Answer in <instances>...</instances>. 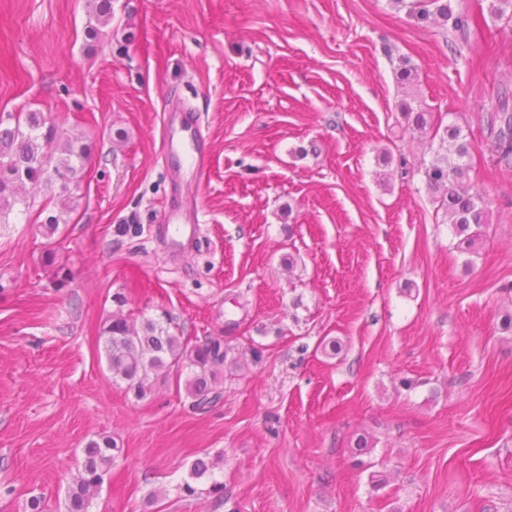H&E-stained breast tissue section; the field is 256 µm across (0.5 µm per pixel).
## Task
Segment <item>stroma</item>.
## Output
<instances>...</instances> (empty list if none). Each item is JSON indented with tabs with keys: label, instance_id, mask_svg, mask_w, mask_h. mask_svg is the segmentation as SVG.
Returning <instances> with one entry per match:
<instances>
[{
	"label": "stroma",
	"instance_id": "stroma-1",
	"mask_svg": "<svg viewBox=\"0 0 512 512\" xmlns=\"http://www.w3.org/2000/svg\"><path fill=\"white\" fill-rule=\"evenodd\" d=\"M88 21L87 0H0V120L43 112L88 155L53 238L0 224V512L34 496L67 512L102 435L120 454L91 512H512V164L491 151L512 21L458 39L389 0H112L98 37ZM409 106L471 144L474 254L424 181L438 144ZM186 109L202 182L163 153ZM175 205L203 226L177 264L154 239ZM116 294L124 313L223 337L240 368L218 402L113 382ZM201 456L214 474L190 480Z\"/></svg>",
	"mask_w": 512,
	"mask_h": 512
}]
</instances>
